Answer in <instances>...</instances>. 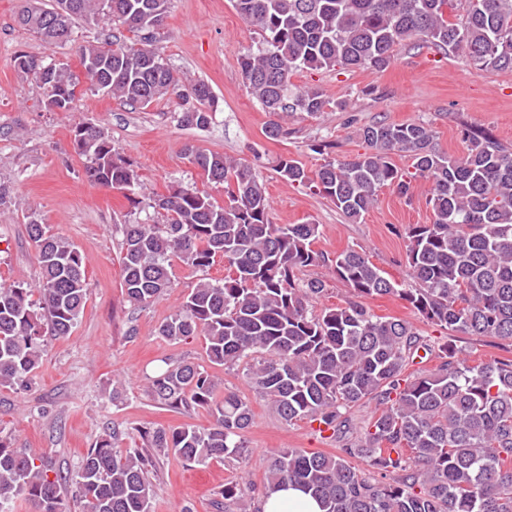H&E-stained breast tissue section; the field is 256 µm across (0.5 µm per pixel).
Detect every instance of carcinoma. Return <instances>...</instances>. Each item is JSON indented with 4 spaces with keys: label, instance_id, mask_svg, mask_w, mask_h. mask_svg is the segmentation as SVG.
<instances>
[{
    "label": "carcinoma",
    "instance_id": "carcinoma-1",
    "mask_svg": "<svg viewBox=\"0 0 512 512\" xmlns=\"http://www.w3.org/2000/svg\"><path fill=\"white\" fill-rule=\"evenodd\" d=\"M45 8L24 0L18 23L48 46L71 41L78 19L122 25L133 37L88 41L76 50L78 67L19 53L14 66L45 90L50 112H69L78 88L102 91L146 109L174 95L181 124L212 121L214 96L200 80L184 85L155 45L170 0H53ZM260 32V46L241 58L243 79L265 111L321 112L324 92H292L304 69L373 67L390 63L394 48L419 38L461 54L488 72L512 71V0H232ZM360 136L369 151L329 160L309 175L296 160H279L290 182L313 184L356 222L378 192L409 190L390 161L412 159L414 175L432 182L433 221L406 229V262L415 283L401 288L354 249L331 259L314 248L317 224H274L270 201L254 166L217 152L186 147L207 179L231 186L228 201L173 187L157 199L161 224H122L121 263L128 301L167 295L172 259L204 272L220 257L221 281L199 280L159 335L180 341L202 335L211 363L242 368L252 388L284 421H319L342 442L336 454L281 448L267 460L266 488L295 484L323 512H512V359L469 363L444 342L425 343L405 320L371 313L365 300L396 295L428 322L468 336H488L512 347V151L482 132L466 131L461 157L439 151L420 123H375ZM76 154L96 185L132 191V165L93 123L76 127ZM27 232L38 248L42 279L34 290L0 284V386L25 389L43 356L44 337L67 336L89 294L83 257L68 240L33 217ZM330 263L349 297L319 312L318 279L295 272ZM38 293V300L31 299ZM437 360L432 370L408 368L419 350ZM217 383L192 362L170 364L152 378L150 394L162 406L209 410L207 429L185 426L142 432L147 452L118 447L117 434L100 437L82 457L73 479L85 512H151L148 466L171 452L184 461L247 456L248 401L234 392L215 398ZM377 404L364 438H349V410ZM362 466L356 467L352 460ZM43 456L0 440V512L23 498L33 512H68L67 477L49 475ZM238 512H260L246 482L224 487Z\"/></svg>",
    "mask_w": 512,
    "mask_h": 512
}]
</instances>
